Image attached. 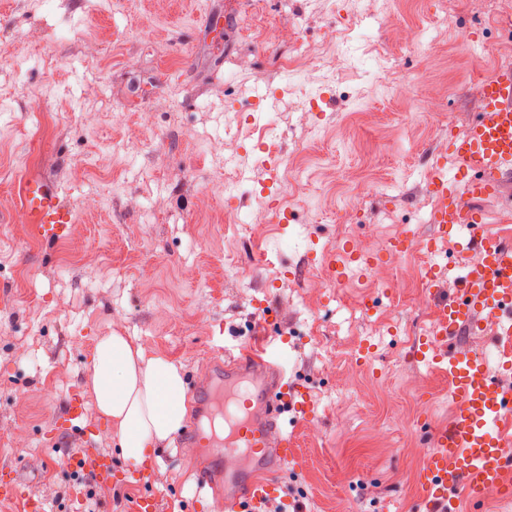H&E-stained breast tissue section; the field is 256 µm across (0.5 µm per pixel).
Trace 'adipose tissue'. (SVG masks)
Segmentation results:
<instances>
[{
  "instance_id": "ef3b65f1",
  "label": "adipose tissue",
  "mask_w": 512,
  "mask_h": 512,
  "mask_svg": "<svg viewBox=\"0 0 512 512\" xmlns=\"http://www.w3.org/2000/svg\"><path fill=\"white\" fill-rule=\"evenodd\" d=\"M95 404L116 430L122 457L140 464L183 426L187 388L179 367L145 358L119 334L101 337L89 361Z\"/></svg>"
}]
</instances>
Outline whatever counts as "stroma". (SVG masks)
<instances>
[{
	"instance_id": "35a3bbf8",
	"label": "stroma",
	"mask_w": 512,
	"mask_h": 512,
	"mask_svg": "<svg viewBox=\"0 0 512 512\" xmlns=\"http://www.w3.org/2000/svg\"><path fill=\"white\" fill-rule=\"evenodd\" d=\"M439 42L405 45L416 20ZM323 50L320 69L289 79L280 62L297 39ZM512 39V0H8L0 10V467H16L21 498L0 512H73L78 479L55 434L71 394L95 448L116 454L90 392L99 337L126 336L146 356L208 372L259 324L284 338L283 363L315 407L292 421L297 454L279 476L272 512H420L417 472L429 440L403 425L447 424L448 382L410 354L437 321L386 298L376 266L397 267L384 238L430 237L436 198L427 173L448 159L479 102L476 78L497 66L479 46ZM389 54L390 73L369 67ZM100 60L87 72L80 60ZM420 76L413 110L401 82ZM252 113L238 125L226 101ZM153 112L145 124L135 109ZM273 123L275 157L251 153ZM213 139L207 148L199 141ZM292 170L270 180L268 166ZM241 171L225 196L216 168ZM36 175L74 209L62 241L37 242L20 208ZM108 190L98 208L85 197ZM360 199V228L339 216ZM235 208L267 223L256 240L224 221ZM365 247L369 310L312 276L329 253ZM159 512H182L196 484L195 451L156 445Z\"/></svg>"
}]
</instances>
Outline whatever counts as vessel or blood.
I'll use <instances>...</instances> for the list:
<instances>
[{
    "mask_svg": "<svg viewBox=\"0 0 512 512\" xmlns=\"http://www.w3.org/2000/svg\"><path fill=\"white\" fill-rule=\"evenodd\" d=\"M450 153L452 166L440 163L427 174L437 199L430 221L440 238L454 235L462 244H476L482 259L462 264L455 296L435 305L437 326L417 352L447 378L454 402L417 476L426 512H456L461 494L473 504L512 496V455L503 452L512 441L506 427L512 388L492 375L486 356L462 351L448 357L439 350L463 333L481 331L493 336L498 356L512 367V243L481 230L483 214L475 209L512 189V69L483 77L478 112ZM21 207L46 244L64 239L73 221L72 207L37 176L22 181ZM274 342L269 336L259 345L240 346L239 356L194 385L197 413L181 439L206 460L197 491L222 485L225 512H263L297 451L281 414L290 409L307 420L315 415L307 390L268 362ZM80 412L73 397L59 417L62 432L79 443L69 456L71 469L91 484L137 488L131 512H157V496L149 488L153 465H114L111 455L92 448L89 431L77 428Z\"/></svg>",
    "mask_w": 512,
    "mask_h": 512,
    "instance_id": "1",
    "label": "vessel or blood"
}]
</instances>
